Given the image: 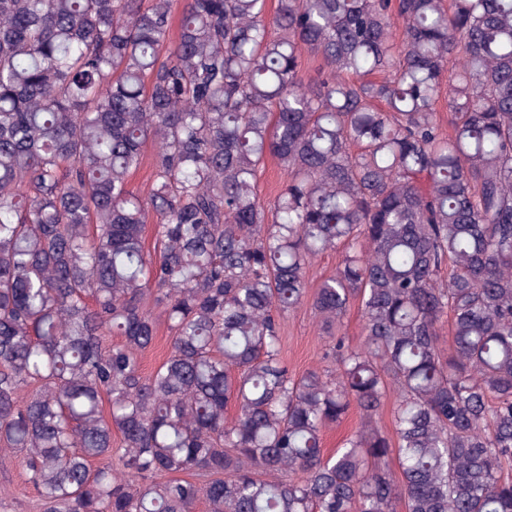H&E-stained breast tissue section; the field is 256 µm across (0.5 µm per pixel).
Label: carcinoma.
<instances>
[{
    "mask_svg": "<svg viewBox=\"0 0 512 512\" xmlns=\"http://www.w3.org/2000/svg\"><path fill=\"white\" fill-rule=\"evenodd\" d=\"M13 456L38 512H512V0H0ZM284 176L273 161H269L265 170L257 178L258 189L262 197L274 196L282 185ZM328 341L318 318L308 306L288 316L284 333V355L296 375L325 365L321 357ZM342 333L346 343L358 346L364 341L363 319L357 306H352L343 319ZM167 335L166 325L161 323L155 346L145 353L143 359V370L145 373L151 372L164 359L169 347ZM359 414L352 410L339 424L325 431L323 435V452L325 455L333 454L340 448L344 439L358 426Z\"/></svg>",
    "mask_w": 512,
    "mask_h": 512,
    "instance_id": "obj_1",
    "label": "carcinoma"
}]
</instances>
